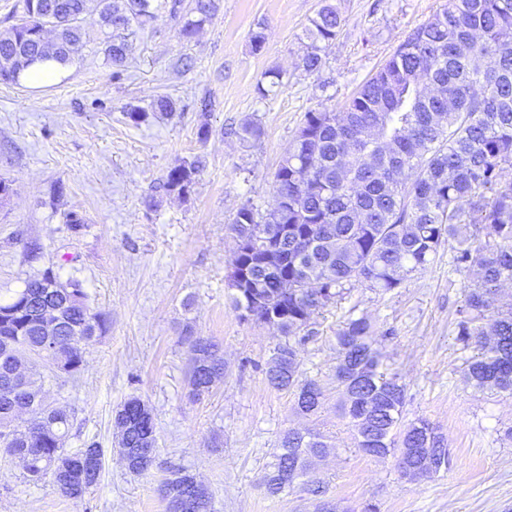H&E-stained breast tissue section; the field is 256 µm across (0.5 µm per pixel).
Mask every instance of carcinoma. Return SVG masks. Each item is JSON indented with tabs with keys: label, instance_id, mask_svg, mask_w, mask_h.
I'll return each instance as SVG.
<instances>
[{
	"label": "carcinoma",
	"instance_id": "1",
	"mask_svg": "<svg viewBox=\"0 0 512 512\" xmlns=\"http://www.w3.org/2000/svg\"><path fill=\"white\" fill-rule=\"evenodd\" d=\"M91 1L105 33L104 54L122 65L125 32L156 18L152 0H23L22 18L0 31V82L18 85L21 71L49 58L71 62L84 46ZM213 11L212 0H195L182 37L192 39ZM342 27L337 10L322 6L305 29L299 66L319 71ZM199 170L200 161H183L168 170L163 188L186 196ZM230 230L234 308L286 338L351 288L402 287L443 242L454 241L455 260L475 275L455 322L457 340L477 351L467 382L512 394V306L500 305L502 288L512 284V0H446L341 108L306 112L275 171L269 208L243 205ZM260 235L278 246V261L254 244ZM68 286L63 294L43 275L0 301V377L19 365L40 384L61 372L81 373L83 346L107 332L109 318L90 308L79 282ZM374 332L368 317L352 314L336 332V389L356 447L377 458L428 448L451 465L438 427L425 418L402 425L405 389L374 348ZM183 339L192 354L189 395L198 398L224 376V357L189 325ZM43 343L52 346L49 360L32 354ZM275 353L266 367L269 384L293 396L296 414L317 415L322 385L299 380L293 344ZM23 399L0 382V449L19 462L27 482L49 480L61 496L83 498L99 482L102 450L94 441L63 448L72 413L48 404L21 420ZM115 423L119 456L130 472H147L157 451L151 410L132 397ZM331 451L317 429L286 431L265 475L267 492L277 496L311 477L315 460ZM162 494L167 512H211L208 489L183 469L170 472Z\"/></svg>",
	"mask_w": 512,
	"mask_h": 512
}]
</instances>
